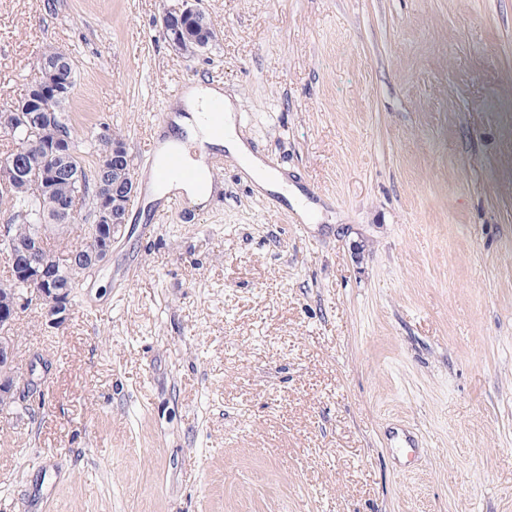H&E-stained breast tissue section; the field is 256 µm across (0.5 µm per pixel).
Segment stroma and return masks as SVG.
<instances>
[{"instance_id":"obj_1","label":"stroma","mask_w":512,"mask_h":512,"mask_svg":"<svg viewBox=\"0 0 512 512\" xmlns=\"http://www.w3.org/2000/svg\"><path fill=\"white\" fill-rule=\"evenodd\" d=\"M0 0V111L69 53L80 140L136 195L60 325L16 320L34 405L0 409V512H512V0ZM310 205L213 170L144 180L190 82ZM199 1L182 0L181 6L167 9L161 18L162 35L176 51L182 48V34L188 29L194 30L201 37L199 49L207 43L206 34L210 23L206 13L198 7ZM213 190V179L206 171V177L195 183H178L175 185H169L168 189L162 192L175 191L184 193L189 197L191 201L201 206L206 205L212 194Z\"/></svg>"}]
</instances>
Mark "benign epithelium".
I'll use <instances>...</instances> for the list:
<instances>
[{
	"label": "benign epithelium",
	"mask_w": 512,
	"mask_h": 512,
	"mask_svg": "<svg viewBox=\"0 0 512 512\" xmlns=\"http://www.w3.org/2000/svg\"><path fill=\"white\" fill-rule=\"evenodd\" d=\"M199 0H182V4L165 11L161 32L176 51L182 48V34L193 30L201 37L198 48L207 43L210 23L198 7ZM37 80L30 86L31 98L0 113V131L9 135L24 129L36 135L33 141H23L15 153L0 160V189L8 192L21 179L23 172L40 174L30 188L40 198L46 219L64 218L71 222L80 217V209L69 199L53 193L50 185L72 176L66 159L75 155V141L67 132L61 103L68 97L73 68L66 58L40 59ZM105 147L97 164L94 188L97 199L96 223L88 226L86 241L70 249L66 261L59 266L43 251L46 234L39 230L25 238L8 235L9 225H0V236L11 243L10 256L21 278L29 288L22 293L0 296V406L14 402L17 377L15 369L14 327L18 309L23 305L41 306L52 325L66 318L68 289L63 282L76 280L97 269L108 258L112 241L122 234L125 211L135 192V180L129 155L121 142L103 136Z\"/></svg>",
	"instance_id": "benign-epithelium-1"
}]
</instances>
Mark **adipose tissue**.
Segmentation results:
<instances>
[{"mask_svg":"<svg viewBox=\"0 0 512 512\" xmlns=\"http://www.w3.org/2000/svg\"><path fill=\"white\" fill-rule=\"evenodd\" d=\"M219 94L218 88L196 85L189 88L181 100L172 104V126L165 133L164 146L181 148L185 162L191 166L205 164L209 156L226 154L228 160L239 164L247 163V172L259 187L274 189L286 199H295L296 189L289 187L287 179L281 173L276 172L272 177H265L264 162L253 156L245 133L235 121L236 101L229 98L224 101L223 136L213 137L201 123L198 114L202 112L207 99Z\"/></svg>","mask_w":512,"mask_h":512,"instance_id":"1","label":"adipose tissue"}]
</instances>
